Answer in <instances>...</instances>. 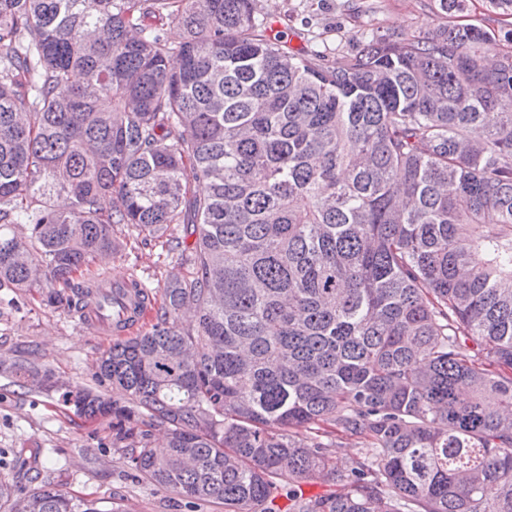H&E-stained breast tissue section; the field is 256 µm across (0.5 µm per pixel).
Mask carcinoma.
Listing matches in <instances>:
<instances>
[{"instance_id":"cac0c4a2","label":"carcinoma","mask_w":512,"mask_h":512,"mask_svg":"<svg viewBox=\"0 0 512 512\" xmlns=\"http://www.w3.org/2000/svg\"><path fill=\"white\" fill-rule=\"evenodd\" d=\"M268 29L259 0H0V288L55 304L113 225L181 224L191 276L97 358L120 398L67 392L132 470L190 509L512 512V50L377 27L328 61ZM2 499L99 512L49 482Z\"/></svg>"}]
</instances>
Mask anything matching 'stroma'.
Here are the masks:
<instances>
[{"mask_svg": "<svg viewBox=\"0 0 512 512\" xmlns=\"http://www.w3.org/2000/svg\"><path fill=\"white\" fill-rule=\"evenodd\" d=\"M260 5L272 20V37L292 51L339 41L354 52L374 23L417 35L446 22L433 0H261ZM113 234L122 248L104 270L112 280L135 277L151 289L154 312L148 321L156 323L164 283L188 276L190 268L165 239L144 237L129 224L114 225ZM117 339L114 331L80 322L67 306L0 288V358L31 357L59 384L50 391L23 388L0 371V481L17 497L49 482L73 499L95 501L100 512H224L219 499L188 510L181 496L131 470L124 449L112 445L108 420L80 418L64 402L61 388H97L96 359ZM19 448L39 449L37 468L16 463Z\"/></svg>", "mask_w": 512, "mask_h": 512, "instance_id": "stroma-1", "label": "stroma"}]
</instances>
